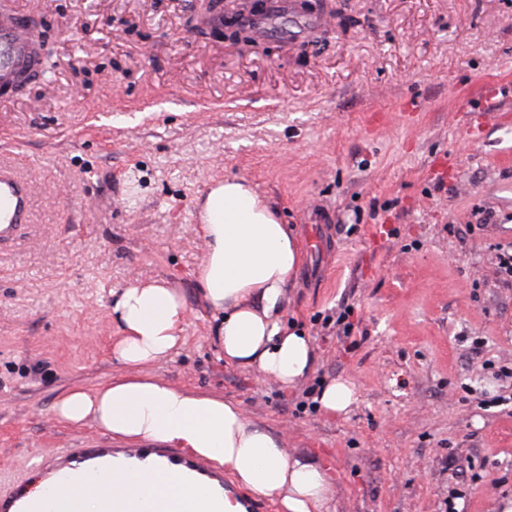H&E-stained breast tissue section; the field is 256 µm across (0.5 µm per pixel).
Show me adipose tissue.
<instances>
[{
  "mask_svg": "<svg viewBox=\"0 0 512 512\" xmlns=\"http://www.w3.org/2000/svg\"><path fill=\"white\" fill-rule=\"evenodd\" d=\"M198 230L206 252L196 271L203 299L217 322L227 363L291 387L305 378L314 350L305 331L288 325V286L302 261L287 225L241 178L208 187ZM119 334L112 351L127 375L60 395L54 410L65 424L91 423L116 437L181 448L213 462L255 497L274 499L279 512H335L327 468L291 455L280 439L250 422L238 403L190 393L139 375L167 362L183 343L186 306L166 283L133 282L112 307ZM114 491L149 504L173 494L195 503L197 489L145 469L114 475Z\"/></svg>",
  "mask_w": 512,
  "mask_h": 512,
  "instance_id": "obj_1",
  "label": "adipose tissue"
}]
</instances>
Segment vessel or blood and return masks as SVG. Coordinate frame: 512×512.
I'll list each match as a JSON object with an SVG mask.
<instances>
[{"instance_id":"vessel-or-blood-1","label":"vessel or blood","mask_w":512,"mask_h":512,"mask_svg":"<svg viewBox=\"0 0 512 512\" xmlns=\"http://www.w3.org/2000/svg\"><path fill=\"white\" fill-rule=\"evenodd\" d=\"M269 14L258 20L257 37L279 33V17L295 13L296 0H270ZM40 65L38 47L26 19L18 14L0 15V91L9 92L26 82ZM31 220V190L27 179L15 166L0 164V247L17 241ZM150 468L160 475L191 482L213 501L222 500L233 488L221 472L206 462L183 455L177 449L155 445L112 446L110 442L92 440L77 448H66L44 456L35 469L43 486L77 484L97 497L103 512H145L141 502L124 499L113 493L108 480L113 469L125 474ZM0 512H53L48 495L33 497L24 480L0 488Z\"/></svg>"}]
</instances>
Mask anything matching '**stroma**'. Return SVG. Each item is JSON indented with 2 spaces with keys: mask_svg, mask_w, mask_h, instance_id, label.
<instances>
[{
  "mask_svg": "<svg viewBox=\"0 0 512 512\" xmlns=\"http://www.w3.org/2000/svg\"><path fill=\"white\" fill-rule=\"evenodd\" d=\"M197 0H0L36 25L43 73L0 96V161L32 180L31 228L0 249V472L102 438L57 398L127 374L112 304L134 280L183 295L184 343L143 375L239 403L291 453L329 466L335 512H442L448 456L471 465L462 512L512 495V0H341L307 55L279 37L242 54ZM355 18L340 28L336 15ZM248 181L298 241L334 224L322 278L298 269L286 316L312 376L354 384L347 413L295 415L299 386L218 360L195 277L196 204ZM494 214L473 225L478 210ZM353 233H345L347 225ZM357 345L323 337L341 299ZM480 340L479 356L470 345ZM498 394L505 402L482 407Z\"/></svg>",
  "mask_w": 512,
  "mask_h": 512,
  "instance_id": "1",
  "label": "stroma"
}]
</instances>
